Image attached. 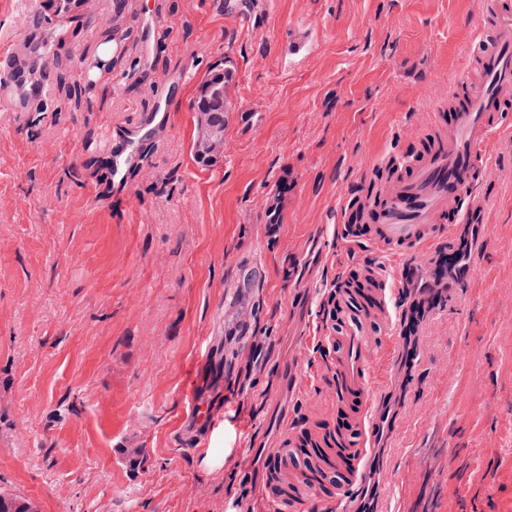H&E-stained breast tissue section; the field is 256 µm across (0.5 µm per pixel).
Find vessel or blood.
<instances>
[{"label": "vessel or blood", "instance_id": "1", "mask_svg": "<svg viewBox=\"0 0 512 512\" xmlns=\"http://www.w3.org/2000/svg\"><path fill=\"white\" fill-rule=\"evenodd\" d=\"M472 53L483 80L450 109L447 125L432 135L428 151L394 160V176L381 193L361 195L357 221L336 227V240L354 248L368 242L375 261L338 279L332 292L336 319L327 341L333 352L331 387L337 404L356 402L349 430L324 435L307 446L312 467L305 486L318 478L335 480L332 501L350 502L366 481L376 445L384 396L373 375L379 337L394 335L402 297L385 273L387 257L411 256L450 238L475 205L473 182L489 166L487 146L507 131L505 92L512 88V11L493 12L488 32ZM297 494L269 499L263 512H309Z\"/></svg>", "mask_w": 512, "mask_h": 512}]
</instances>
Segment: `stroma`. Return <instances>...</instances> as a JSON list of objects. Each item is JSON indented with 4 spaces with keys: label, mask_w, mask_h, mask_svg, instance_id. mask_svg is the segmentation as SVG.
<instances>
[{
    "label": "stroma",
    "mask_w": 512,
    "mask_h": 512,
    "mask_svg": "<svg viewBox=\"0 0 512 512\" xmlns=\"http://www.w3.org/2000/svg\"><path fill=\"white\" fill-rule=\"evenodd\" d=\"M73 20L0 0V74L121 60L89 107L0 85V493L33 512H259L299 443L350 427L323 342L337 278L368 259L333 230L390 155L448 120L479 0H80ZM232 62L224 154H194L192 104ZM168 119L111 193L121 140ZM461 236L466 276L414 351L381 341L387 418L371 512H512V137ZM255 386L241 388L239 372Z\"/></svg>",
    "instance_id": "obj_1"
}]
</instances>
